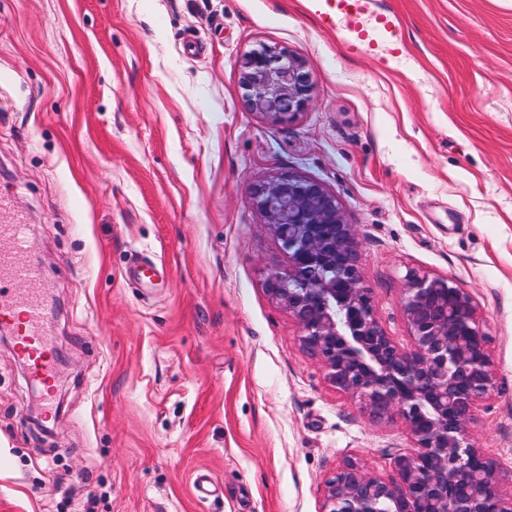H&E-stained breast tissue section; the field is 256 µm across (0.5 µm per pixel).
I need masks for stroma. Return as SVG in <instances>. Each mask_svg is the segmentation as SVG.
I'll use <instances>...</instances> for the list:
<instances>
[{"mask_svg": "<svg viewBox=\"0 0 512 512\" xmlns=\"http://www.w3.org/2000/svg\"><path fill=\"white\" fill-rule=\"evenodd\" d=\"M378 7L404 41L356 52L323 0H0V223L28 225L58 354L49 413L0 343V512H320L344 459L391 474L402 421L266 292L288 258L251 192L288 173L336 194L391 335L407 268L472 295L496 384L470 434L512 478V0ZM264 46L314 82L292 122L246 105Z\"/></svg>", "mask_w": 512, "mask_h": 512, "instance_id": "35a3bbf8", "label": "stroma"}]
</instances>
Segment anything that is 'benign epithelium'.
<instances>
[{"instance_id": "7a95c632", "label": "benign epithelium", "mask_w": 512, "mask_h": 512, "mask_svg": "<svg viewBox=\"0 0 512 512\" xmlns=\"http://www.w3.org/2000/svg\"><path fill=\"white\" fill-rule=\"evenodd\" d=\"M240 80L250 108L271 124L294 119L313 92L304 61L286 47L247 54ZM252 196L288 256L266 291L297 323L301 347L337 391L358 399L374 421L402 420L410 440L391 476L345 460L324 482L321 512H512L497 462L470 442L495 385L472 296L450 279L407 269L403 345L363 285L356 230L334 193L286 174L256 185Z\"/></svg>"}]
</instances>
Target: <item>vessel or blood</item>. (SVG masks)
Here are the masks:
<instances>
[{
  "label": "vessel or blood",
  "instance_id": "b4317fda",
  "mask_svg": "<svg viewBox=\"0 0 512 512\" xmlns=\"http://www.w3.org/2000/svg\"><path fill=\"white\" fill-rule=\"evenodd\" d=\"M327 4L329 9L322 15L327 26H342L360 35L366 19L375 13L386 38L397 41L402 37L397 18L378 12L376 0H327ZM30 251L26 224H0V324L15 325V345L31 361L35 380L44 384L55 376L53 348L43 331L53 311L43 297L41 272L31 260ZM18 283L25 284L24 293H4V286Z\"/></svg>",
  "mask_w": 512,
  "mask_h": 512
}]
</instances>
